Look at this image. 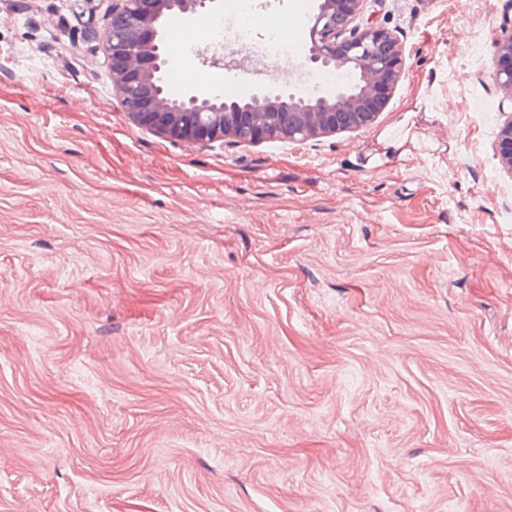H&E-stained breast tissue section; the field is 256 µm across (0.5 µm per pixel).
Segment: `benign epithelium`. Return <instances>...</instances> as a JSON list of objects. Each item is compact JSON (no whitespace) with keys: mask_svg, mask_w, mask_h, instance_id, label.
I'll list each match as a JSON object with an SVG mask.
<instances>
[{"mask_svg":"<svg viewBox=\"0 0 512 512\" xmlns=\"http://www.w3.org/2000/svg\"><path fill=\"white\" fill-rule=\"evenodd\" d=\"M107 21L103 55L112 87L133 124L186 146L241 147L269 141L305 144L367 128L384 111L406 75L403 41L373 17L368 0H319L309 27L308 62L358 75L331 95H305L290 85L259 86L226 100L200 90L164 89L163 20L176 12L196 18L217 0H98ZM499 160L512 173V16L495 28Z\"/></svg>","mask_w":512,"mask_h":512,"instance_id":"1","label":"benign epithelium"}]
</instances>
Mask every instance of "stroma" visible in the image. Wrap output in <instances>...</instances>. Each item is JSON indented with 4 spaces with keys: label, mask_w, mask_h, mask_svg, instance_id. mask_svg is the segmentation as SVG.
<instances>
[{
    "label": "stroma",
    "mask_w": 512,
    "mask_h": 512,
    "mask_svg": "<svg viewBox=\"0 0 512 512\" xmlns=\"http://www.w3.org/2000/svg\"><path fill=\"white\" fill-rule=\"evenodd\" d=\"M511 11L382 0L374 125L210 149L127 119L97 0H0V512H512ZM163 36L172 91L232 86ZM293 41L241 93L347 83ZM494 43L495 83L501 93L498 110L505 116L498 132V157L502 168L512 173V16H503L495 28Z\"/></svg>",
    "instance_id": "1"
}]
</instances>
